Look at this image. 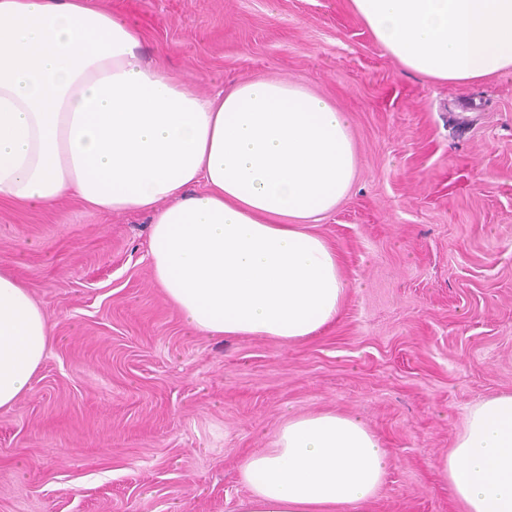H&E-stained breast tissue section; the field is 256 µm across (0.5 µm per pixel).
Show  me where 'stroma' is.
Segmentation results:
<instances>
[{
	"label": "stroma",
	"instance_id": "stroma-1",
	"mask_svg": "<svg viewBox=\"0 0 512 512\" xmlns=\"http://www.w3.org/2000/svg\"><path fill=\"white\" fill-rule=\"evenodd\" d=\"M203 94L257 78L347 112L358 166L314 230L349 284L288 345L190 330L152 277L150 214L0 203V269L52 325L0 409V512H233L288 413L361 418L391 466L358 512H465L436 469L512 393V71L461 88L384 51L349 0H96Z\"/></svg>",
	"mask_w": 512,
	"mask_h": 512
}]
</instances>
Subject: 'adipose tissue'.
I'll return each instance as SVG.
<instances>
[{
    "instance_id": "1",
    "label": "adipose tissue",
    "mask_w": 512,
    "mask_h": 512,
    "mask_svg": "<svg viewBox=\"0 0 512 512\" xmlns=\"http://www.w3.org/2000/svg\"><path fill=\"white\" fill-rule=\"evenodd\" d=\"M350 4L412 72L468 85L512 70V0ZM141 41L92 0H0V202L149 212L153 278L192 329L315 335L348 287L311 229L355 178L347 113L282 80L201 94L143 64ZM50 344L41 306L0 271V409L30 390ZM389 465L360 418L291 414L243 460L235 512H355ZM437 468L467 512H512V394L471 406Z\"/></svg>"
}]
</instances>
